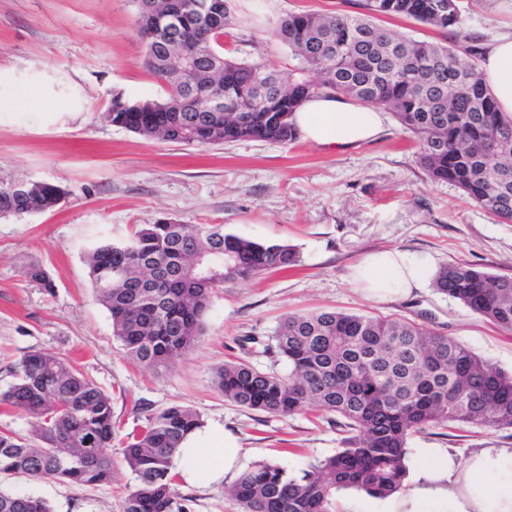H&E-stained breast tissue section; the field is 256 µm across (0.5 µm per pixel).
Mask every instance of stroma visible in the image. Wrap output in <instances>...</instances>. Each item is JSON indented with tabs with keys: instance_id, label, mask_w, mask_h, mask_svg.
<instances>
[{
	"instance_id": "stroma-1",
	"label": "stroma",
	"mask_w": 512,
	"mask_h": 512,
	"mask_svg": "<svg viewBox=\"0 0 512 512\" xmlns=\"http://www.w3.org/2000/svg\"><path fill=\"white\" fill-rule=\"evenodd\" d=\"M464 24L486 41L512 30V0H460ZM358 0H233L237 23L224 40L232 56L287 68L280 19L292 13L353 14ZM137 0H0V174L46 181L65 191L54 209L0 218V391L11 369L34 351L65 355L112 400L116 442L141 433L147 413L191 408L203 432H228L245 455L241 469L267 461L298 472L335 453V421L311 411L289 417L224 399L213 375L243 358L286 371L266 346L287 316L335 310L419 321L497 368L512 372V334L425 286L391 303L366 299L349 281L364 253L397 248L428 255L435 267L460 261L512 276V224L498 223L462 192L427 181L410 134L385 113L375 139L352 145L239 140L188 146L145 138L109 123L112 94L165 98L145 67L136 33ZM36 96L42 111L20 105ZM220 224L225 233L292 246L297 265L213 291L198 344L165 372L130 357L112 334L85 261L97 241L128 239L163 219ZM43 267L42 288L25 275ZM512 429L437 426L408 450L446 448L462 455L511 448ZM111 483L0 477V491L44 499L52 512H122L135 479L114 457ZM191 512H238L225 484L178 485Z\"/></svg>"
}]
</instances>
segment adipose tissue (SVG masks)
<instances>
[{
  "mask_svg": "<svg viewBox=\"0 0 512 512\" xmlns=\"http://www.w3.org/2000/svg\"><path fill=\"white\" fill-rule=\"evenodd\" d=\"M500 111L512 114V32L489 44L478 66ZM304 137L316 144L351 145L375 138L383 128L378 109L342 97L311 98L295 112ZM432 262L424 255L386 249L362 257L350 280L367 298L393 302L423 288ZM240 449L232 435L211 441L192 432L175 459L185 483L219 484L235 472ZM379 512H512V448H484L465 457L441 448L416 451L414 471Z\"/></svg>",
  "mask_w": 512,
  "mask_h": 512,
  "instance_id": "ef3b65f1",
  "label": "adipose tissue"
}]
</instances>
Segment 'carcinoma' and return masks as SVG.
Segmentation results:
<instances>
[{"label":"carcinoma","instance_id":"obj_1","mask_svg":"<svg viewBox=\"0 0 512 512\" xmlns=\"http://www.w3.org/2000/svg\"><path fill=\"white\" fill-rule=\"evenodd\" d=\"M138 35L145 65L166 87L162 100L112 94L106 119L147 138L208 146L254 139L291 144L293 114L310 98L334 95L393 112L418 146L432 182H448L497 221L512 223V114L501 112L478 73L483 38L465 30L458 0H362V12L290 14L278 32L293 64L238 60L221 38L231 15L213 22L200 0H143ZM182 9L171 42L167 15ZM399 15L451 33L442 45L397 36L375 20ZM188 52L189 70L179 67ZM0 176V216L56 207L61 189ZM213 268L184 275L192 257ZM294 248L224 233L222 224H143L125 242L103 241L88 254L93 288L127 353L156 372L190 351L204 329L212 291L271 268L296 264ZM433 286L473 313L512 332V277L467 263L438 270ZM288 373L245 360L215 373L224 398L288 417L307 409L336 416L341 448L297 474L258 462L230 490L239 512H336V491L387 497L407 475V444L430 427L512 428V374L456 340L403 319L336 311L286 317L271 336ZM0 403L32 419L31 435L0 431V475L66 479L83 486L112 481L117 454L135 475L123 512H191L174 486L172 460L200 427L195 411L171 406L148 415L142 433L116 448L110 397L60 354L33 352L15 367ZM0 512H51L47 502L0 491Z\"/></svg>","mask_w":512,"mask_h":512}]
</instances>
